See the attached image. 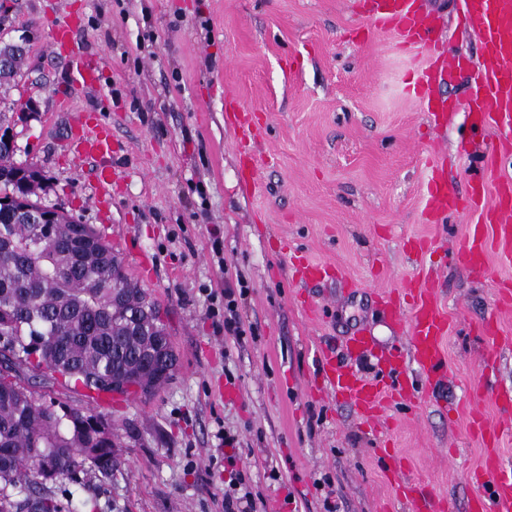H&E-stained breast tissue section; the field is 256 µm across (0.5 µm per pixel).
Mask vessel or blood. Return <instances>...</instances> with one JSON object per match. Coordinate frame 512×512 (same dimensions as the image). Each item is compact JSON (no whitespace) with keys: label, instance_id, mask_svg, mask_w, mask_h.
Masks as SVG:
<instances>
[{"label":"vessel or blood","instance_id":"b4317fda","mask_svg":"<svg viewBox=\"0 0 512 512\" xmlns=\"http://www.w3.org/2000/svg\"><path fill=\"white\" fill-rule=\"evenodd\" d=\"M415 2L363 0L362 15L369 27L393 32L404 49L430 58L434 55L440 19L435 14L421 12ZM461 8L467 27L481 41L475 64L477 78L471 93L465 100L452 104L433 96L434 86L451 80L455 70L460 68L461 62L457 59L422 70L415 78L414 90L429 114L440 116L455 108L469 115L472 135L478 136L490 129L500 134L502 150L480 162L468 196H461L443 177L442 158L433 160L428 178L429 207L435 223H444L448 216L487 204V220L471 226L457 253L464 267L482 272L486 269L490 246L512 254V180L494 177L500 162L512 160V0H461ZM77 25V18L70 15L58 20L52 26V40L70 59L72 82L93 87L99 82L102 61L76 50L72 35ZM65 146L79 158L100 161L97 190L101 197L111 196L115 174L104 164L105 159L117 151L111 129L91 122L86 116L77 118ZM379 303L396 320H407L409 356L377 344L362 329L347 338L345 347L349 353L372 359L379 372L378 378H365L337 367L336 355L331 349H320L317 354L324 388L337 401L353 406L365 419L374 417L386 396L396 394L405 374L406 361L417 365L427 384H439L448 378L445 348L448 317L433 294L420 293L408 309L403 307L399 297L390 293L380 297ZM482 436L486 441V472L476 481V492L467 504V512H512V473L505 471L499 461L498 434L486 430Z\"/></svg>","mask_w":512,"mask_h":512}]
</instances>
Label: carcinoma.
I'll return each mask as SVG.
<instances>
[{
    "label": "carcinoma",
    "mask_w": 512,
    "mask_h": 512,
    "mask_svg": "<svg viewBox=\"0 0 512 512\" xmlns=\"http://www.w3.org/2000/svg\"><path fill=\"white\" fill-rule=\"evenodd\" d=\"M24 53L0 43V82L21 72ZM12 152L0 154V512H69L44 493L40 469L55 466L52 481L70 470L108 475L121 461L114 440L90 426L100 415L46 400L17 381L75 380L90 392L111 393L129 381L153 394L173 375L176 356L160 304L126 272L123 258L89 225L85 243L68 247L74 219L62 212L54 234L25 216L43 209L42 184L18 176ZM123 292L112 306V291ZM94 448L97 455H84Z\"/></svg>",
    "instance_id": "cac0c4a2"
}]
</instances>
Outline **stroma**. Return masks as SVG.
I'll use <instances>...</instances> for the list:
<instances>
[{"label": "stroma", "mask_w": 512, "mask_h": 512, "mask_svg": "<svg viewBox=\"0 0 512 512\" xmlns=\"http://www.w3.org/2000/svg\"><path fill=\"white\" fill-rule=\"evenodd\" d=\"M356 0H0V39L22 44L17 79L0 85L13 160L46 178L41 201L99 231L129 274L166 309L178 363L157 392L113 397L100 412L122 464L109 478L52 483L72 512H224L231 469L248 474L263 512H413L385 475L392 444L402 478L466 512L485 464L476 422L497 426L512 467V422L494 402L512 390V256L490 250L478 277L452 258L479 212L447 224L426 216L428 162L467 190L494 136L464 145V113L433 130L402 90L423 58L394 34L362 35ZM441 15L460 56L477 43L458 0H419ZM81 23L76 48L104 57L98 88L74 85L51 23ZM92 113L123 150L112 203L96 206L93 160L63 148L69 115ZM251 113L255 183L241 179L238 133L227 112ZM337 266L342 281L298 284L290 254ZM248 290L238 313L249 333L225 336L224 287ZM435 284L448 316V381L425 388L410 370L406 399L375 429L322 393L317 352L347 364V336L369 329L407 349L404 328L375 304L380 290ZM318 307L309 321L305 300ZM496 321L501 338L480 332ZM495 362H487L489 352ZM238 437L224 459V430ZM331 483L318 487L321 475Z\"/></svg>", "instance_id": "obj_1"}]
</instances>
